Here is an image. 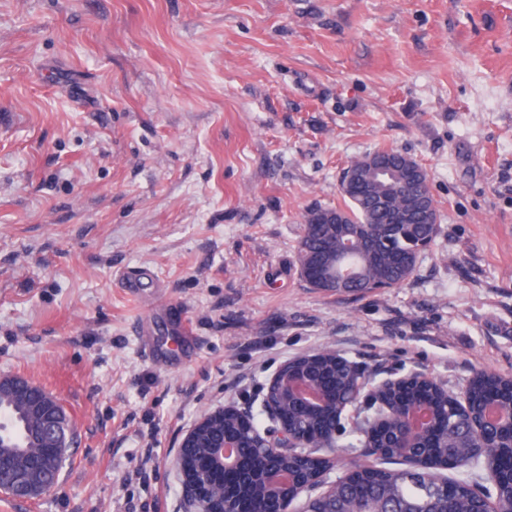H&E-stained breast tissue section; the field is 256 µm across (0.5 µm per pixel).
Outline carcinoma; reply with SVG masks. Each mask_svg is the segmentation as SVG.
<instances>
[{"instance_id": "1", "label": "carcinoma", "mask_w": 512, "mask_h": 512, "mask_svg": "<svg viewBox=\"0 0 512 512\" xmlns=\"http://www.w3.org/2000/svg\"><path fill=\"white\" fill-rule=\"evenodd\" d=\"M374 159L394 167L390 177L381 183L372 180L368 172L348 185L340 184L345 206L317 207L305 217V231L298 246V260L323 274L334 270L350 276L347 294H366L379 289L397 288L413 274L419 254L429 248L439 232L435 212L418 210L410 200L427 196V206L435 207L432 194L414 180L419 164L412 157L393 149H378L370 153ZM394 194L393 207L402 220L381 235H371L366 229H377L385 223L381 206L383 194ZM318 370L336 373V414L342 416L350 406L361 404L358 417L350 430L354 442L351 448H381L388 459L397 456L390 447L401 415L415 398L398 390L387 396L379 389L363 393L365 370L357 363L332 352L322 353L312 362L302 359L287 371L312 375ZM275 401L288 423L305 432L316 416L292 404L287 389L272 388ZM440 428L439 444L461 463L460 477L455 483L464 484L465 493L448 506V512H469L467 493L480 486V474L470 464L473 458L471 440L472 419L457 412L450 403L448 391L440 387L428 395ZM0 413L11 418L13 426L0 429V481L10 477V464L20 454H31L42 445L41 432L28 418L25 402L20 397L0 391ZM234 427V418L215 417L195 438L192 455H209L216 442L224 436V427ZM333 497L336 504L346 505L345 512H385L393 501H404L409 512H426L433 500H441L440 485L422 470L390 471L377 466L364 467L349 480L336 483Z\"/></svg>"}]
</instances>
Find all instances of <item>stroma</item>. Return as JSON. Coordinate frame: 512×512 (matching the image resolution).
Here are the masks:
<instances>
[{"mask_svg":"<svg viewBox=\"0 0 512 512\" xmlns=\"http://www.w3.org/2000/svg\"><path fill=\"white\" fill-rule=\"evenodd\" d=\"M382 148L426 170L438 236L400 287H309L306 214ZM328 349L373 389L512 376V0H0V376L76 425L0 512H185L184 434ZM139 270L129 272L126 277V288L139 297L144 290L156 287V277L154 273L147 268H138Z\"/></svg>","mask_w":512,"mask_h":512,"instance_id":"1","label":"stroma"}]
</instances>
